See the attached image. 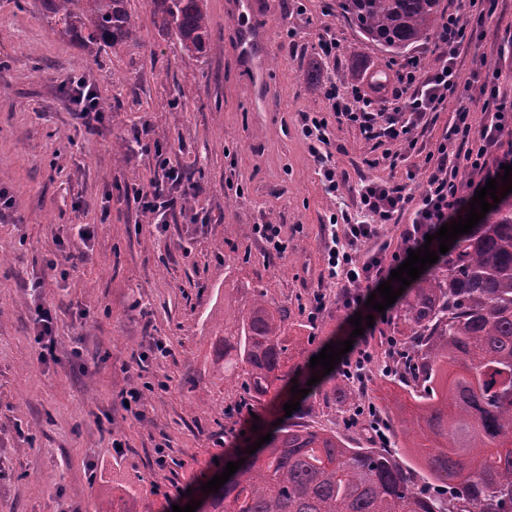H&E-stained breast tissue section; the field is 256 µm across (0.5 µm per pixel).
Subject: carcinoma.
I'll use <instances>...</instances> for the list:
<instances>
[{"mask_svg":"<svg viewBox=\"0 0 512 512\" xmlns=\"http://www.w3.org/2000/svg\"><path fill=\"white\" fill-rule=\"evenodd\" d=\"M131 0H42L65 33L96 58L137 39ZM442 0H341L363 40L400 53L432 39ZM155 28L183 53L210 45L208 0H150ZM426 267L390 309L402 325V371L424 388L419 419H397L413 452L352 448L336 433L285 422L211 496L205 512H512V192ZM285 316L257 290L216 332L213 368L242 379L247 407L289 384ZM347 381L323 397L355 403ZM444 444L429 447L423 428ZM425 472L422 484L416 469Z\"/></svg>","mask_w":512,"mask_h":512,"instance_id":"carcinoma-1","label":"carcinoma"}]
</instances>
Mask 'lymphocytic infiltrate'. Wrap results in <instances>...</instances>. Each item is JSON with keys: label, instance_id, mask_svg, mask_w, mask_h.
<instances>
[{"label": "lymphocytic infiltrate", "instance_id": "obj_1", "mask_svg": "<svg viewBox=\"0 0 512 512\" xmlns=\"http://www.w3.org/2000/svg\"><path fill=\"white\" fill-rule=\"evenodd\" d=\"M507 0H469L471 14L461 19L445 12L434 36L438 49L436 65L424 67L419 58L398 63L395 83L379 94H366L359 82L328 78L322 93L326 111L304 112L299 116L300 132L312 156L324 191L341 194L349 179L336 162L344 154L336 142L338 126L357 127L368 140L383 139L399 144V154L383 152L363 158L362 173L352 189L350 210L330 215L326 231L325 258L312 294L310 320H317L326 307L323 292L328 285L339 286L345 308H357L371 288L390 277L409 251L422 247L426 236L469 210L476 190L512 166V99L500 90L502 71L477 63L484 79L479 91L480 113L458 108L442 139L433 150H424L417 130L433 123L459 83V59L473 42L492 35L502 59H512V27L503 28L499 18ZM73 115L88 129L103 124L107 112L95 87L85 78L72 77L62 84ZM155 172L149 183L126 185L124 193L150 217L157 229H164L188 194L182 189L184 172L155 146ZM404 160L408 168L402 180L373 176L380 165ZM402 224L397 245L380 239L383 225Z\"/></svg>", "mask_w": 512, "mask_h": 512}]
</instances>
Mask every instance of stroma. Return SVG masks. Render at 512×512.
Returning <instances> with one entry per match:
<instances>
[{"instance_id": "35a3bbf8", "label": "stroma", "mask_w": 512, "mask_h": 512, "mask_svg": "<svg viewBox=\"0 0 512 512\" xmlns=\"http://www.w3.org/2000/svg\"><path fill=\"white\" fill-rule=\"evenodd\" d=\"M131 7L139 38L93 60L40 0H0V188L13 196L16 217L0 223V512H96L106 497L116 512H159L182 504L218 460L244 447L252 425L287 416L289 392L237 412V394L212 377L214 322L256 288L288 312L289 364L350 338L370 356L361 411L304 398L288 415L293 422L392 450L396 436L378 438L369 421L388 424L397 408L415 410L408 380L384 374L394 329L382 313L352 337V313L335 287L317 321L309 319L333 202L298 127L300 113L326 105L301 74L353 72L370 93L369 74L386 68L390 53L365 45L338 0H268L250 19L269 33L273 107L257 112L224 0H209L212 37L202 58L152 25L149 0ZM327 27L340 42L331 64L315 50ZM73 74L108 105L97 133L73 119L59 91ZM145 124L143 145L132 144ZM154 143L185 168L197 214L193 222L174 215L159 235L118 192L150 179ZM265 220L281 225L285 256L264 254L253 226ZM87 225L94 237L86 245ZM41 305L58 326L56 358L44 364L34 342ZM152 336L165 337L169 352L138 368L132 354ZM146 382L152 389L137 421L121 394ZM115 437L127 442L124 455L113 453ZM160 444L168 452L161 471Z\"/></svg>"}]
</instances>
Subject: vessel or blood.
Returning a JSON list of instances; mask_svg holds the SVG:
<instances>
[{
  "label": "vessel or blood",
  "instance_id": "obj_1",
  "mask_svg": "<svg viewBox=\"0 0 512 512\" xmlns=\"http://www.w3.org/2000/svg\"><path fill=\"white\" fill-rule=\"evenodd\" d=\"M261 7V0H225L224 3L227 15L237 24L238 53L254 78L252 85L254 109L258 112H266L271 108V102L265 92V51L268 35L265 30L249 23L250 16L258 12Z\"/></svg>",
  "mask_w": 512,
  "mask_h": 512
}]
</instances>
